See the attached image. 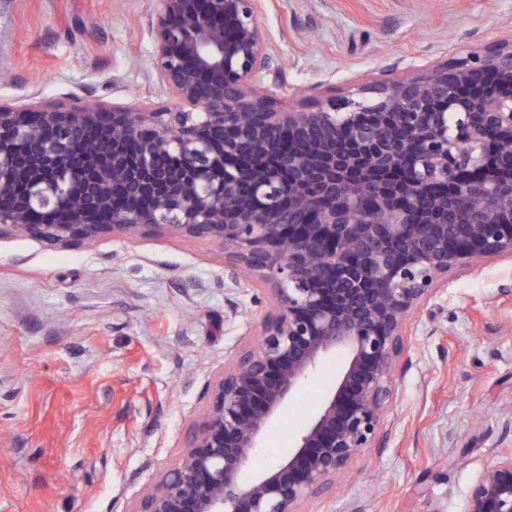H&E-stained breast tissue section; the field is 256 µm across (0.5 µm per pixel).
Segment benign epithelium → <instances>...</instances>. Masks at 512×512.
I'll return each instance as SVG.
<instances>
[{"label": "benign epithelium", "instance_id": "1", "mask_svg": "<svg viewBox=\"0 0 512 512\" xmlns=\"http://www.w3.org/2000/svg\"><path fill=\"white\" fill-rule=\"evenodd\" d=\"M264 0H152V76L173 104L0 101V235L50 248L173 231L265 287L259 338L211 386L174 467L128 512H300L374 447L409 316L448 274L512 257V39L363 100L279 98ZM340 356L284 457L269 428ZM462 512H512V450Z\"/></svg>", "mask_w": 512, "mask_h": 512}]
</instances>
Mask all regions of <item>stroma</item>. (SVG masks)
<instances>
[{
    "mask_svg": "<svg viewBox=\"0 0 512 512\" xmlns=\"http://www.w3.org/2000/svg\"><path fill=\"white\" fill-rule=\"evenodd\" d=\"M151 0H0V100L168 105ZM283 95L354 96L512 36V0H267ZM219 244L163 232L50 249L0 235V512H128L174 465L212 382L271 307L224 286ZM341 369L326 359L259 457L287 454ZM373 447L303 512H459L512 448V258L459 269L407 325Z\"/></svg>",
    "mask_w": 512,
    "mask_h": 512,
    "instance_id": "obj_1",
    "label": "stroma"
}]
</instances>
